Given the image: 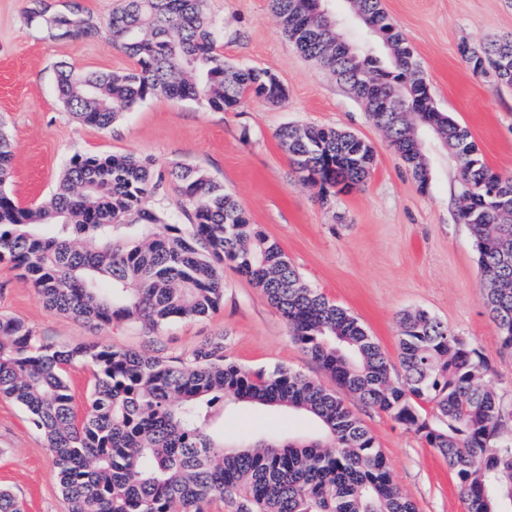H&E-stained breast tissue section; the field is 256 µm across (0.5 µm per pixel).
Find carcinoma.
Segmentation results:
<instances>
[{"mask_svg": "<svg viewBox=\"0 0 512 512\" xmlns=\"http://www.w3.org/2000/svg\"><path fill=\"white\" fill-rule=\"evenodd\" d=\"M270 0L282 32L327 68L366 108L390 146L411 139L404 120L380 111L390 99L420 112L453 157L462 186L460 220L475 241L484 299L512 355V175L492 169L469 130L440 111L407 37L381 0H350L369 43L342 39L319 3ZM205 0H120L108 19L112 39L136 59L128 72L57 68L63 104L81 122L107 129L148 98L197 100L217 112L248 99L286 97L269 71L234 65L220 53L224 28ZM58 37L94 38L98 22L79 5L51 20ZM474 75L512 88V40L458 45ZM276 137L300 178L324 190L363 184L372 146L332 126L285 124ZM13 142L0 125V263H10L48 308L110 325L138 320L153 328L216 311L224 262L262 288L288 321L292 340L364 406L420 434L448 463L471 512L512 506V444L499 438L512 417L487 381L482 354L424 310L399 317L398 363L349 311L309 287L288 257L206 170L157 168L130 155L76 154L51 199L20 205L6 185ZM172 190L187 227L145 208ZM92 367L88 407L77 416L67 369ZM0 397L25 411L47 443L68 512H207L219 495L234 512H416L394 484L375 438L336 394L286 367L246 369L207 343L179 362L108 346H58L23 322L0 316ZM288 407L314 416L307 438L224 444L227 406ZM0 512H23L0 488Z\"/></svg>", "mask_w": 512, "mask_h": 512, "instance_id": "1", "label": "carcinoma"}]
</instances>
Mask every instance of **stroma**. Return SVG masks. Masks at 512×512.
Here are the masks:
<instances>
[{
  "label": "stroma",
  "instance_id": "35a3bbf8",
  "mask_svg": "<svg viewBox=\"0 0 512 512\" xmlns=\"http://www.w3.org/2000/svg\"><path fill=\"white\" fill-rule=\"evenodd\" d=\"M81 4L100 26L97 37H54L46 23L29 21L30 0H0V124L14 145L7 187L21 205L49 199L77 154L203 168L280 245L305 282L354 315L389 359L398 355L399 313L426 310L483 354L491 388L512 405V356L502 352L488 315L473 236L457 217L455 163L436 134L419 133L430 172L422 189L363 106L284 36L269 0H205V9L224 29L219 49L225 58L273 73L288 90L285 101L254 100L237 112H212L197 101L149 98L109 129L81 124L58 97V65L107 72L135 66L107 28L114 0ZM382 4L411 42L436 106L469 130L492 168L512 174V89L473 76L457 51L464 40L480 44L512 34V0ZM288 123L336 126L368 141L376 160L366 183L323 192L299 179L275 137ZM0 315L58 345H108L165 360L190 358L219 339L225 355L244 368L287 367L337 388L293 342L261 288L229 262L218 311L158 330L137 321L98 326L51 312L20 271L0 263ZM342 399L373 435L394 483L417 512H468L447 462L419 434L350 394ZM316 430L310 415L275 407L237 406L224 416L226 438L243 443ZM1 485L17 495L24 512H67L43 436L18 404L0 397Z\"/></svg>",
  "mask_w": 512,
  "mask_h": 512
}]
</instances>
